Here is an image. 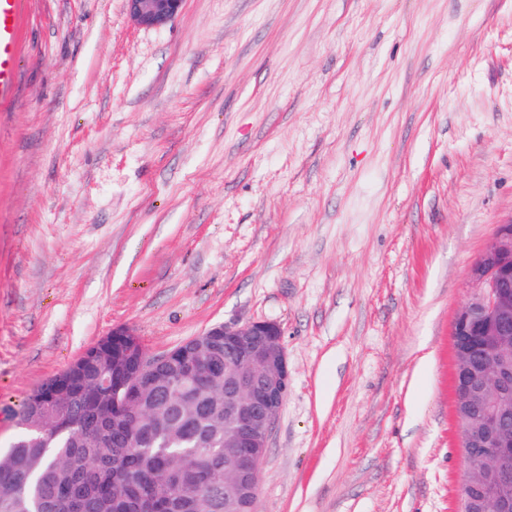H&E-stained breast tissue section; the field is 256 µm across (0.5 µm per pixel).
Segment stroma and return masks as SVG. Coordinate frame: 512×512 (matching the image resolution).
Here are the masks:
<instances>
[{
	"instance_id": "obj_1",
	"label": "stroma",
	"mask_w": 512,
	"mask_h": 512,
	"mask_svg": "<svg viewBox=\"0 0 512 512\" xmlns=\"http://www.w3.org/2000/svg\"><path fill=\"white\" fill-rule=\"evenodd\" d=\"M0 107V448L112 329L282 331L258 512H460L451 327L512 219V0H29ZM133 22L143 28H159L173 21L185 0H126Z\"/></svg>"
}]
</instances>
